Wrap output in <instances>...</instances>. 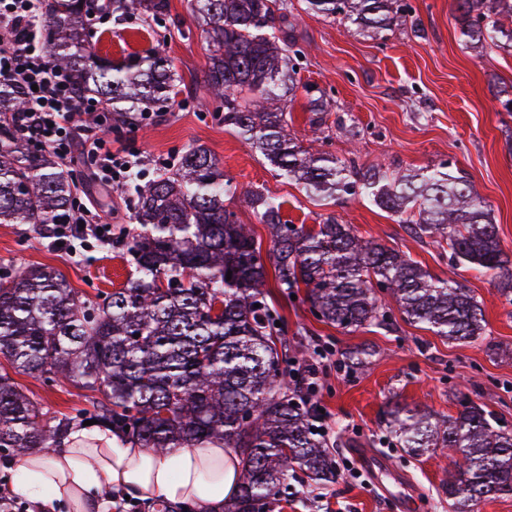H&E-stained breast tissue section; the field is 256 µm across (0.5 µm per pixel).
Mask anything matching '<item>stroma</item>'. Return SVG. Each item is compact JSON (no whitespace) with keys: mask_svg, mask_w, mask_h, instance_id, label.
Here are the masks:
<instances>
[{"mask_svg":"<svg viewBox=\"0 0 512 512\" xmlns=\"http://www.w3.org/2000/svg\"><path fill=\"white\" fill-rule=\"evenodd\" d=\"M291 2L303 49L298 66L302 87L287 99L291 135L304 146L319 142L322 151L361 171L378 168L401 175L448 165L467 177L474 194L490 208L501 244L512 253V114L500 104L503 92L512 93V52L473 51L460 34L455 0H406L408 23L382 39L308 13L303 0ZM90 45L115 61L158 49L183 77L177 106L135 134L142 178L155 176L157 158L174 160L183 149L205 145L234 183L283 200V216L292 223L311 226L335 217L358 234L409 255L431 275L453 279L481 301L483 336L451 343L404 321L390 299L386 324L343 330L317 321L300 300L273 296L287 340L310 349L324 344L339 357L354 348L372 352L362 369L329 372L312 397L332 423L346 428L326 439L337 481L310 486L301 477L289 478L275 512H451L441 484L455 468L453 458L408 456L390 438L382 413L400 402L453 416L464 393L512 431V302L488 276L451 266L440 245L416 238L408 225L367 199H311L297 184L276 176L233 129L207 114L211 51L187 0H169L168 15L158 26L147 25L137 12L110 19ZM308 85L320 90L327 103V122L319 131L306 110ZM73 172L89 206L113 229L129 226L132 189L104 188L78 166ZM28 265L51 267L71 287L90 294L122 287L131 272L113 247L92 240L73 259L47 230L0 224V270ZM16 380L53 412L67 410L79 395L70 383L51 387L25 374ZM358 448L388 461L381 477H373L355 456Z\"/></svg>","mask_w":512,"mask_h":512,"instance_id":"35a3bbf8","label":"stroma"}]
</instances>
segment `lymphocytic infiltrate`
I'll list each match as a JSON object with an SVG mask.
<instances>
[{"label":"lymphocytic infiltrate","mask_w":512,"mask_h":512,"mask_svg":"<svg viewBox=\"0 0 512 512\" xmlns=\"http://www.w3.org/2000/svg\"><path fill=\"white\" fill-rule=\"evenodd\" d=\"M41 31L39 0H0V82L23 92L26 108L15 115L19 132L64 166L81 164L100 185L125 186L140 160L133 134H113L107 104L75 95L70 76L46 56ZM90 236L110 240L112 226L79 198L68 223L56 225L54 241L73 253Z\"/></svg>","instance_id":"1"}]
</instances>
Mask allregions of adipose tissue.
<instances>
[{"instance_id":"adipose-tissue-1","label":"adipose tissue","mask_w":512,"mask_h":512,"mask_svg":"<svg viewBox=\"0 0 512 512\" xmlns=\"http://www.w3.org/2000/svg\"><path fill=\"white\" fill-rule=\"evenodd\" d=\"M17 472L18 489L30 500H67L72 512H106L116 491L142 500L222 506L238 490L241 465L232 449L213 444L158 454L83 426L60 447L27 455Z\"/></svg>"}]
</instances>
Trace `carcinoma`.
Segmentation results:
<instances>
[{"instance_id":"1","label":"carcinoma","mask_w":512,"mask_h":512,"mask_svg":"<svg viewBox=\"0 0 512 512\" xmlns=\"http://www.w3.org/2000/svg\"><path fill=\"white\" fill-rule=\"evenodd\" d=\"M307 10L337 16L376 38L407 21L402 0H305ZM212 47L211 103L273 171L312 198L363 195L408 224L417 237L440 238L451 265H467L512 298V256L503 249L491 210L464 176L440 166L390 178L359 172L288 133L281 106L296 82L303 51L288 0H191ZM99 0H49L43 13L53 64L70 74L75 93L94 94L112 110L143 105L165 112L182 76L157 51L118 63L88 46L89 12ZM114 13L155 18L168 0H112ZM466 42L512 50V0H457ZM24 107L0 84V224H62L75 181L47 152L31 149L2 117ZM121 230L133 267L126 284L90 296L58 271L28 266L0 274V462L56 446L87 420L162 454L219 444L242 462L237 493L222 512H272L288 475L316 484L337 478L313 425L314 407L289 387L283 328L267 297L268 271L250 225L225 201L236 196L269 232L276 287L304 292L316 320L356 329L388 319L381 295L403 318L464 342L483 334L480 301L450 279L328 217L309 228L282 219L283 202L224 177L203 145L139 184ZM231 279H226L227 273ZM84 391L67 412H50L11 373ZM457 416L440 418L399 404L386 426L412 457L448 451L455 472L442 483L453 512H474L487 497L512 496V432L465 397Z\"/></svg>"}]
</instances>
